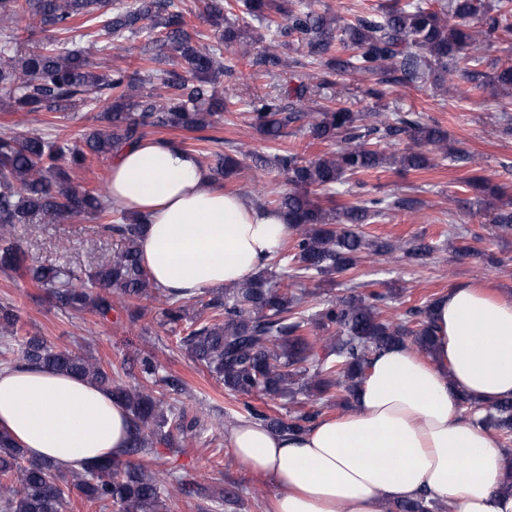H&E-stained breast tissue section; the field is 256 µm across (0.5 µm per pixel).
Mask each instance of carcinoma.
I'll return each mask as SVG.
<instances>
[{
  "mask_svg": "<svg viewBox=\"0 0 512 512\" xmlns=\"http://www.w3.org/2000/svg\"><path fill=\"white\" fill-rule=\"evenodd\" d=\"M202 12L218 32L219 41L249 53L262 40L238 23L231 0H201ZM243 14L264 21L283 16L281 38H295L310 56L320 59L322 71L311 77L290 73L288 85L255 95L246 106L254 127L270 142L298 131L320 143L341 145L313 160L292 150L260 159L256 171L275 170L286 176V193L257 199L287 219L292 247L274 252L256 276L222 291L193 297V305L207 317L189 315L188 300L158 288L142 263L138 240L146 219L122 213L112 206L109 186L91 189L72 183L70 169L93 160H113L125 148L145 138L151 129L200 131L216 127L223 113L239 102V83L219 88L216 73L234 77V69L217 60V49L193 41L185 13L174 0H134L118 9L112 0H0V94L12 112H64L75 106L92 108L108 102L106 125L80 134L61 146L41 135H0V269L14 271L45 290L63 309L89 310L102 318L112 312V298L128 308L135 300L160 304L161 324L185 327L179 343L189 357L224 383L229 395L269 397L299 395L312 398L310 406L289 416L271 415L244 403L249 420L276 433L294 434L322 415L326 394L344 406L369 368L372 357L396 344L413 347L423 356L435 342V302L427 300L408 309L397 321L383 317V309L400 294L397 288L351 293L316 306L277 281L275 268L291 263L300 278L331 283L336 275L354 269L363 254L380 256L400 252L416 263L432 247L418 240L377 241L362 231L390 211L415 213L420 202L408 197L367 196L344 205L327 206L316 191L333 192L350 179L363 184L369 173L394 168L396 172L430 167L428 153L475 162L469 152L448 144V133L436 123L421 121L415 112L353 111L343 105L312 108L313 98L330 83L329 77L352 73L369 84L366 93L383 95L385 86H416L429 79L446 94L458 85L448 76L460 74L470 91L499 99L501 111L512 106V59L495 61L491 72L481 67L486 52L497 41L512 37V0H421L412 5L375 4L352 19L326 8L320 0L298 6L287 0H240ZM457 19L448 23V15ZM28 17L42 37L23 52L17 48V22ZM479 25H470V19ZM144 36L174 55L171 68L159 74L140 68L99 71L87 51L105 39L116 41ZM282 42H273L256 56L253 65L267 74L291 67L282 55ZM166 95L150 87L152 79ZM251 152L238 147L233 154L211 152L200 163L218 184L238 179ZM492 223L501 234H512V200L502 201ZM99 221L101 232L112 237V263L84 274L59 267L27 263V254L14 236L17 224H58L63 221ZM20 315L10 304H0V339L13 340ZM17 359L74 374L112 392L129 411L133 439L127 459L112 461L67 478L48 460H32L11 438L0 433V512H63L65 488L73 486L102 508L118 512H167L171 497H191L204 483L180 480L163 468L149 470L137 459L165 446L179 452L187 434L204 427L221 428L223 422L204 425L201 417H188L183 409L141 390L112 382V372L91 354L77 355L53 346L38 334L18 343ZM141 374L158 379L169 395H180L183 383L172 376L157 377L152 355L139 359ZM479 423L495 429L506 453L512 452V399L486 409ZM388 512H430L421 497L397 502Z\"/></svg>",
  "mask_w": 512,
  "mask_h": 512,
  "instance_id": "carcinoma-1",
  "label": "carcinoma"
}]
</instances>
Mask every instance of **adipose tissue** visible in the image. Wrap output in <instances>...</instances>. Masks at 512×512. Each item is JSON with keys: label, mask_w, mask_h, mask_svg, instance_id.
<instances>
[{"label": "adipose tissue", "mask_w": 512, "mask_h": 512, "mask_svg": "<svg viewBox=\"0 0 512 512\" xmlns=\"http://www.w3.org/2000/svg\"><path fill=\"white\" fill-rule=\"evenodd\" d=\"M112 200L145 216V266L188 299L255 276L289 234L283 216L216 184L197 156L147 137L112 163ZM430 356L397 344L359 384L354 409L297 435L243 420L229 437L244 471L272 481L270 512H387L419 496L449 512H512V457L465 419L467 399H512V295L472 286L436 304ZM0 432L62 469L124 459L133 428L111 391L23 363L0 370Z\"/></svg>", "instance_id": "adipose-tissue-1"}]
</instances>
